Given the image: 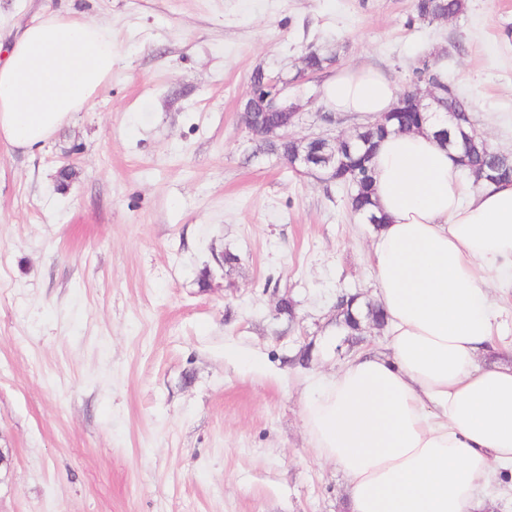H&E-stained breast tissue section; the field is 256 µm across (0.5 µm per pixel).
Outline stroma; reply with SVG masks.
I'll list each match as a JSON object with an SVG mask.
<instances>
[{
	"instance_id": "35a3bbf8",
	"label": "stroma",
	"mask_w": 512,
	"mask_h": 512,
	"mask_svg": "<svg viewBox=\"0 0 512 512\" xmlns=\"http://www.w3.org/2000/svg\"><path fill=\"white\" fill-rule=\"evenodd\" d=\"M412 4L74 0L119 60L43 147L0 145V512H345L302 407L346 359L337 294L374 297L373 228L345 188L260 152L240 102L312 45L399 91L433 56L511 153L512 0L425 22ZM60 6L0 0V40ZM326 78L294 86L293 137L362 129L324 121Z\"/></svg>"
}]
</instances>
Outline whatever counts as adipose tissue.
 Here are the masks:
<instances>
[{"instance_id":"ef3b65f1","label":"adipose tissue","mask_w":512,"mask_h":512,"mask_svg":"<svg viewBox=\"0 0 512 512\" xmlns=\"http://www.w3.org/2000/svg\"><path fill=\"white\" fill-rule=\"evenodd\" d=\"M117 57L111 30L73 10L33 19L0 55V144L48 142L92 104ZM324 94L363 118L395 98L372 67L337 71ZM444 125L378 143L387 221L368 261L388 350L351 357L302 408L315 456L346 480L348 512H484L480 489L512 471V364L484 361L501 328L490 286L512 288V181L465 180L458 150L433 135Z\"/></svg>"}]
</instances>
